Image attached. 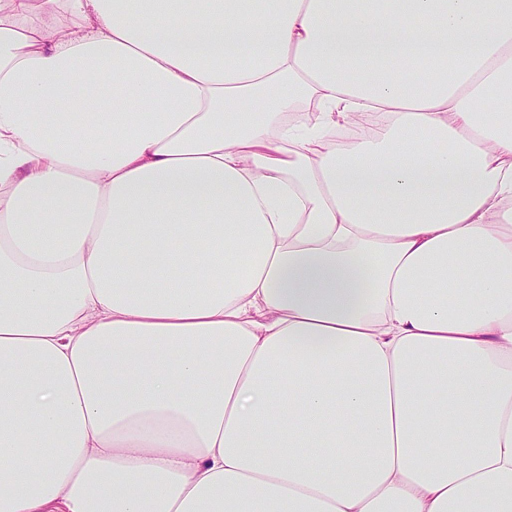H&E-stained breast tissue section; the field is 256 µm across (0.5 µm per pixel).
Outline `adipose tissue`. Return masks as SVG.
<instances>
[{
	"instance_id": "adipose-tissue-1",
	"label": "adipose tissue",
	"mask_w": 512,
	"mask_h": 512,
	"mask_svg": "<svg viewBox=\"0 0 512 512\" xmlns=\"http://www.w3.org/2000/svg\"><path fill=\"white\" fill-rule=\"evenodd\" d=\"M5 8L0 512H512V0Z\"/></svg>"
}]
</instances>
